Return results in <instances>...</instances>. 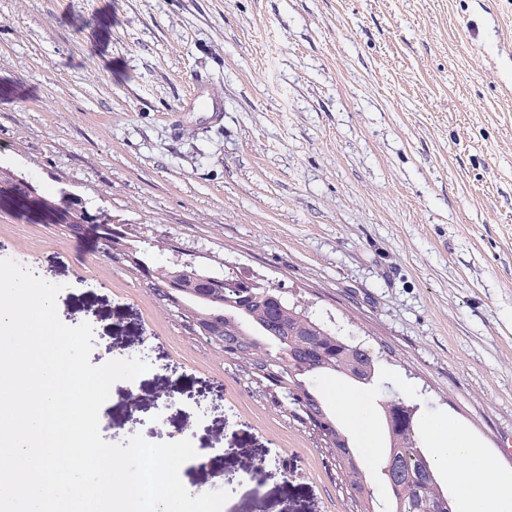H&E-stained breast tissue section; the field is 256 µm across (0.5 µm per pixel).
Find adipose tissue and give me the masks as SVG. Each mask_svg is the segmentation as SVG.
<instances>
[{
    "label": "adipose tissue",
    "mask_w": 512,
    "mask_h": 512,
    "mask_svg": "<svg viewBox=\"0 0 512 512\" xmlns=\"http://www.w3.org/2000/svg\"><path fill=\"white\" fill-rule=\"evenodd\" d=\"M332 396L364 449L374 452L377 432L361 397L340 387ZM426 439L432 464L447 475L465 512H512V474L499 471L495 459L465 427L441 416L428 425Z\"/></svg>",
    "instance_id": "adipose-tissue-1"
}]
</instances>
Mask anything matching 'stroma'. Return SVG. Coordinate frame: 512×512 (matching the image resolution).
I'll return each mask as SVG.
<instances>
[{
	"label": "stroma",
	"instance_id": "35a3bbf8",
	"mask_svg": "<svg viewBox=\"0 0 512 512\" xmlns=\"http://www.w3.org/2000/svg\"><path fill=\"white\" fill-rule=\"evenodd\" d=\"M222 125L178 122L199 78ZM0 167L163 265L250 277L375 357L416 427L512 438V0H0ZM61 285L90 362L138 357L104 440H191L223 512H348L339 463L127 265L0 202V259Z\"/></svg>",
	"mask_w": 512,
	"mask_h": 512
}]
</instances>
